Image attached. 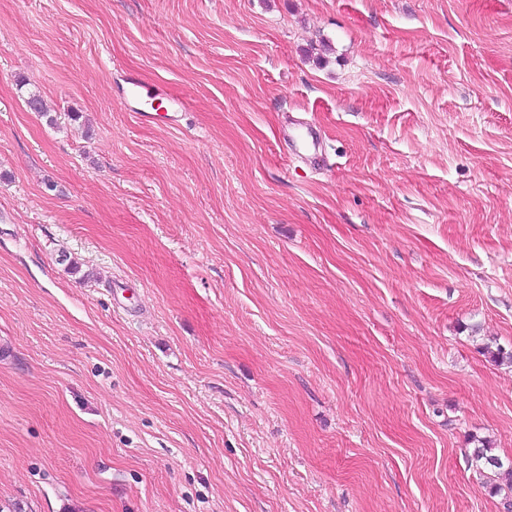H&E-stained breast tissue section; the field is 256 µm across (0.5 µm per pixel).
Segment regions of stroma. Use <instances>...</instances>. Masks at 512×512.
<instances>
[{"label": "stroma", "mask_w": 512, "mask_h": 512, "mask_svg": "<svg viewBox=\"0 0 512 512\" xmlns=\"http://www.w3.org/2000/svg\"><path fill=\"white\" fill-rule=\"evenodd\" d=\"M499 346L512 0H0V512H506ZM480 445L475 447L472 452V460L476 466L482 470L499 473L504 470L505 463L502 458L497 455L495 449L489 443L478 441Z\"/></svg>", "instance_id": "1"}]
</instances>
